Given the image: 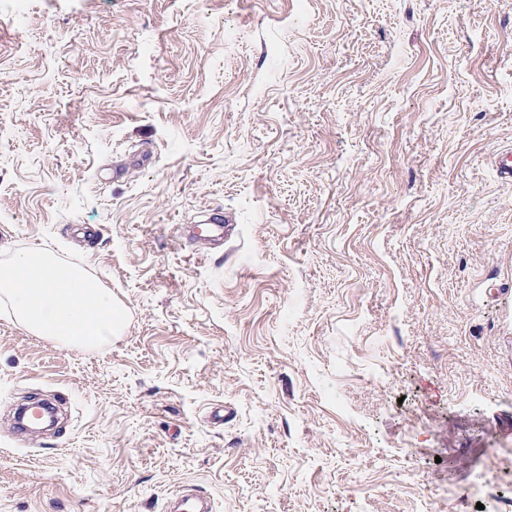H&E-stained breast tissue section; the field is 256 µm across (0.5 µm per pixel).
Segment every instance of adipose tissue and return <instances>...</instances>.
Wrapping results in <instances>:
<instances>
[{
    "label": "adipose tissue",
    "instance_id": "1",
    "mask_svg": "<svg viewBox=\"0 0 512 512\" xmlns=\"http://www.w3.org/2000/svg\"><path fill=\"white\" fill-rule=\"evenodd\" d=\"M0 299L23 330L60 343L95 344L124 324L123 310L95 280L40 249L17 252L0 269Z\"/></svg>",
    "mask_w": 512,
    "mask_h": 512
}]
</instances>
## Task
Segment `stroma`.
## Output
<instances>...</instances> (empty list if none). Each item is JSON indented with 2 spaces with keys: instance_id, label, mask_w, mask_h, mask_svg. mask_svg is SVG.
<instances>
[{
  "instance_id": "stroma-1",
  "label": "stroma",
  "mask_w": 512,
  "mask_h": 512,
  "mask_svg": "<svg viewBox=\"0 0 512 512\" xmlns=\"http://www.w3.org/2000/svg\"><path fill=\"white\" fill-rule=\"evenodd\" d=\"M504 150L512 0H0V264L125 314L83 350L0 304V512L512 499Z\"/></svg>"
}]
</instances>
